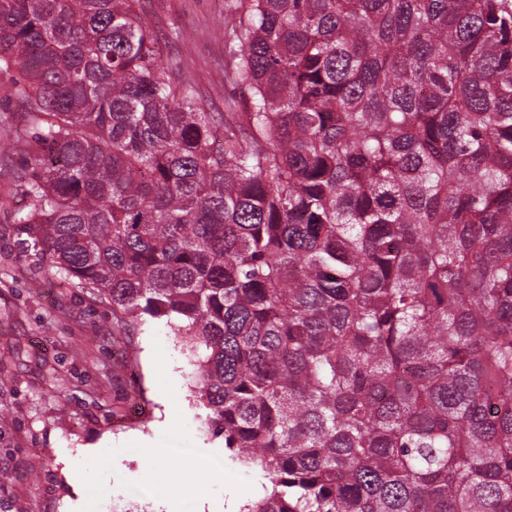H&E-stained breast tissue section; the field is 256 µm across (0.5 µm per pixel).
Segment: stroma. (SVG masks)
Returning <instances> with one entry per match:
<instances>
[{"label":"stroma","mask_w":512,"mask_h":512,"mask_svg":"<svg viewBox=\"0 0 512 512\" xmlns=\"http://www.w3.org/2000/svg\"><path fill=\"white\" fill-rule=\"evenodd\" d=\"M143 6L168 77L227 111L240 92L224 78V0ZM10 89L0 75V512H240L259 478L211 465L224 442L200 429L178 339L156 323L115 336L111 309L21 244L13 214L26 200L10 174L29 159L30 127ZM187 474L206 487L205 505Z\"/></svg>","instance_id":"1"}]
</instances>
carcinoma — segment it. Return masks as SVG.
I'll list each match as a JSON object with an SVG mask.
<instances>
[{"instance_id": "obj_1", "label": "carcinoma", "mask_w": 512, "mask_h": 512, "mask_svg": "<svg viewBox=\"0 0 512 512\" xmlns=\"http://www.w3.org/2000/svg\"><path fill=\"white\" fill-rule=\"evenodd\" d=\"M239 112L142 0H0L16 232L153 321L243 512H512V0H232Z\"/></svg>"}]
</instances>
